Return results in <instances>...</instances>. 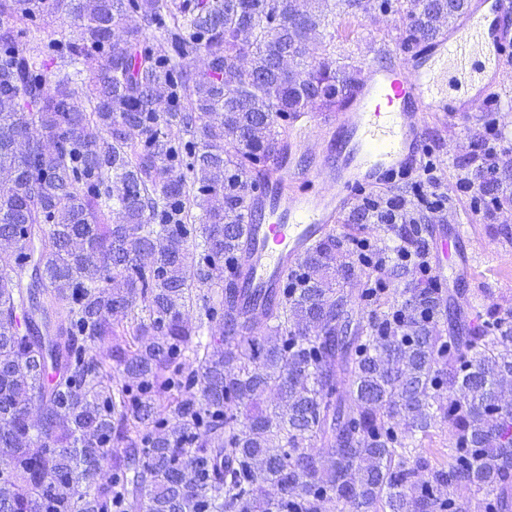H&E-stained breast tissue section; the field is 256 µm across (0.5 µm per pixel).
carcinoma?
I'll return each mask as SVG.
<instances>
[{"label":"carcinoma","instance_id":"obj_1","mask_svg":"<svg viewBox=\"0 0 512 512\" xmlns=\"http://www.w3.org/2000/svg\"><path fill=\"white\" fill-rule=\"evenodd\" d=\"M386 2L406 46L458 16ZM370 9L0 0V512H512V312L445 332L430 284L356 320L333 236L262 315L227 274L278 121L357 82L307 45ZM56 13L76 35L31 45Z\"/></svg>","mask_w":512,"mask_h":512}]
</instances>
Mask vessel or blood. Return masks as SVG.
<instances>
[{
    "label": "vessel or blood",
    "mask_w": 512,
    "mask_h": 512,
    "mask_svg": "<svg viewBox=\"0 0 512 512\" xmlns=\"http://www.w3.org/2000/svg\"><path fill=\"white\" fill-rule=\"evenodd\" d=\"M408 52L411 70L402 69L396 49L366 67L340 110L326 117L332 134L319 160L278 151L248 190L239 287L277 302L288 273L310 247L337 232L358 192L392 187L395 176L416 172L425 152L426 113L477 111L512 58V0H468L448 31ZM474 60L486 79L468 99L437 95L449 75ZM425 233L450 251L465 235L459 226L450 232L430 225Z\"/></svg>",
    "instance_id": "obj_1"
}]
</instances>
